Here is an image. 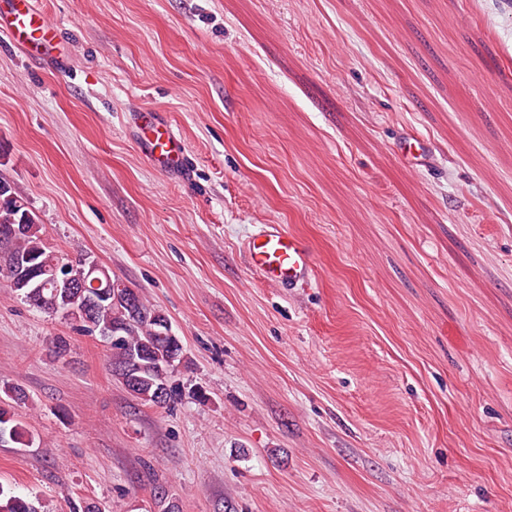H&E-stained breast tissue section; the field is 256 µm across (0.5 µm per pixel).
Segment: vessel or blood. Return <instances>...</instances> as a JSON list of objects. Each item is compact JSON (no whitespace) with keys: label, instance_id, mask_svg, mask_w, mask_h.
<instances>
[{"label":"vessel or blood","instance_id":"b4317fda","mask_svg":"<svg viewBox=\"0 0 512 512\" xmlns=\"http://www.w3.org/2000/svg\"><path fill=\"white\" fill-rule=\"evenodd\" d=\"M0 34L29 56L55 67L64 64L59 32L35 0H0ZM139 130L146 157L153 166L170 172L184 169L185 145L156 112L141 115ZM247 253L255 271L282 284L306 281L314 274L308 243L275 224L249 240Z\"/></svg>","mask_w":512,"mask_h":512}]
</instances>
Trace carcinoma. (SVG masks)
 Wrapping results in <instances>:
<instances>
[{"label":"carcinoma","instance_id":"carcinoma-1","mask_svg":"<svg viewBox=\"0 0 512 512\" xmlns=\"http://www.w3.org/2000/svg\"><path fill=\"white\" fill-rule=\"evenodd\" d=\"M0 224H21L23 230L15 235L7 248H0V276L7 279L16 298L22 300L33 293L44 298L34 308L52 314L57 307L71 306L73 294L54 286L52 276L59 271L66 258L57 255L46 245L42 225L38 224L19 197L5 180H0ZM27 265L32 280L19 286L18 269ZM162 312L142 296H137L135 310L126 301L110 295L88 317L71 321L75 330L84 335L97 334L109 343L112 375L125 389L140 401L156 408H169L182 399L179 384L169 386L165 395H159L162 374L170 372L169 359L181 360L183 349L172 347L159 336ZM30 444L29 432L13 414L0 407V446ZM0 512H40L35 502L14 494L0 484Z\"/></svg>","mask_w":512,"mask_h":512}]
</instances>
